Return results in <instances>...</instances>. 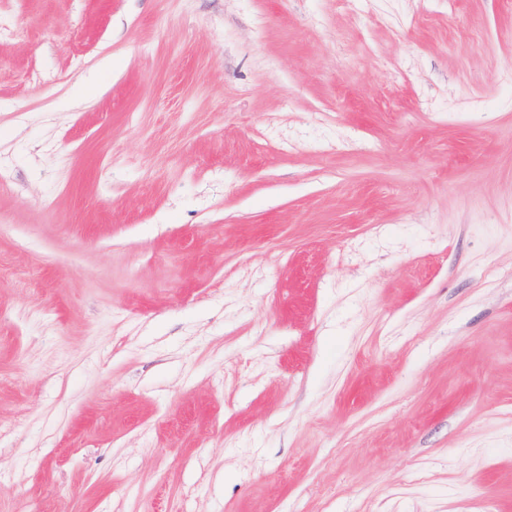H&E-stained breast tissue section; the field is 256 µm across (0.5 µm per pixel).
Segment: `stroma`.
I'll use <instances>...</instances> for the list:
<instances>
[{"mask_svg": "<svg viewBox=\"0 0 512 512\" xmlns=\"http://www.w3.org/2000/svg\"><path fill=\"white\" fill-rule=\"evenodd\" d=\"M0 27V512H512V0Z\"/></svg>", "mask_w": 512, "mask_h": 512, "instance_id": "stroma-1", "label": "stroma"}]
</instances>
